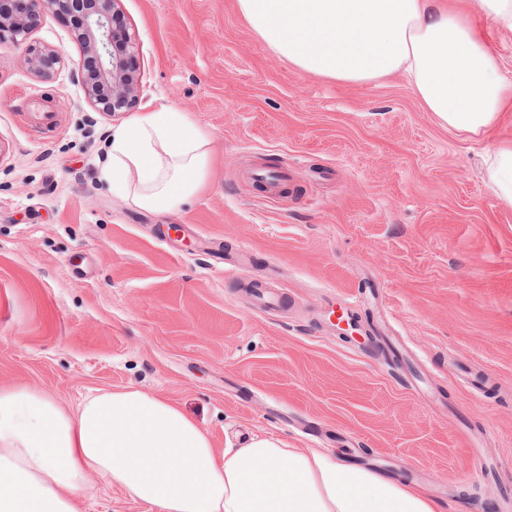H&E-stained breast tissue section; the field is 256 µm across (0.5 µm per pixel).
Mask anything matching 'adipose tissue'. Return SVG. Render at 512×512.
Instances as JSON below:
<instances>
[{"label": "adipose tissue", "instance_id": "obj_1", "mask_svg": "<svg viewBox=\"0 0 512 512\" xmlns=\"http://www.w3.org/2000/svg\"><path fill=\"white\" fill-rule=\"evenodd\" d=\"M253 31L301 73L371 83L403 73L449 130L486 138L512 109V79L443 0H238ZM210 138L163 108L113 127L100 176L138 208L169 213L202 188ZM512 205V141L483 159ZM117 488L152 512H442L391 475L315 449L252 437L217 451L172 401L133 388L74 406L0 387V512H80Z\"/></svg>", "mask_w": 512, "mask_h": 512}]
</instances>
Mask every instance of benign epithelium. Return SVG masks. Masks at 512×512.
<instances>
[{"label": "benign epithelium", "instance_id": "obj_1", "mask_svg": "<svg viewBox=\"0 0 512 512\" xmlns=\"http://www.w3.org/2000/svg\"><path fill=\"white\" fill-rule=\"evenodd\" d=\"M120 0H0V47L19 52L30 73L51 79L67 64L60 49L32 40L39 22L59 16L70 22L83 53L72 73L81 77L84 94L98 112L132 110L139 99L138 44L123 26Z\"/></svg>", "mask_w": 512, "mask_h": 512}]
</instances>
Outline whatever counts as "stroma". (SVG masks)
Listing matches in <instances>:
<instances>
[{
    "label": "stroma",
    "instance_id": "stroma-1",
    "mask_svg": "<svg viewBox=\"0 0 512 512\" xmlns=\"http://www.w3.org/2000/svg\"><path fill=\"white\" fill-rule=\"evenodd\" d=\"M137 112L210 136L175 212L114 196L98 161L128 113L93 111L0 48V387L74 405L167 398L217 449L249 437L412 480L444 512L512 498V207L482 178L494 140L441 127L403 74L304 75L238 0H121ZM56 115L55 129L37 120ZM288 171L278 193L253 171ZM371 314L343 337L330 311Z\"/></svg>",
    "mask_w": 512,
    "mask_h": 512
}]
</instances>
